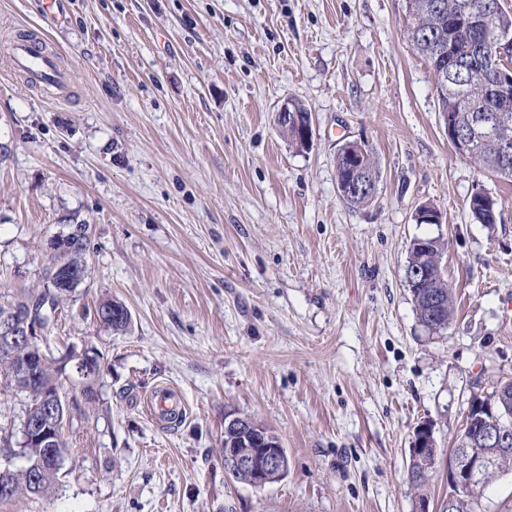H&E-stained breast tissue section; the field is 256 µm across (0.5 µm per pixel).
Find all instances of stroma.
Returning <instances> with one entry per match:
<instances>
[{"label": "stroma", "instance_id": "35a3bbf8", "mask_svg": "<svg viewBox=\"0 0 512 512\" xmlns=\"http://www.w3.org/2000/svg\"><path fill=\"white\" fill-rule=\"evenodd\" d=\"M407 25L405 0H62L53 17L0 0V302L41 287L50 239L88 223V277L42 349L99 362L60 379L55 492L0 512H439L471 394L512 378V182L455 153ZM23 34L44 35L66 98L14 69ZM288 100L313 116L308 152L276 125ZM354 140L381 172L359 207L336 188ZM479 189L496 223L473 220ZM424 203L441 223H415ZM424 235L456 295L434 334L405 275ZM104 297L127 331L96 320ZM163 383L186 415L161 426L142 397ZM229 413L278 436L285 478L227 477ZM425 423L440 459L417 487ZM112 307L121 308L123 314L117 319L113 314L112 321ZM125 310V313H124ZM95 312L104 317L106 314L110 315V322L106 319V327L112 328L114 331H124L128 328L130 324V315L127 309L118 303V301L112 300L111 298H105L101 300L95 308Z\"/></svg>", "mask_w": 512, "mask_h": 512}]
</instances>
